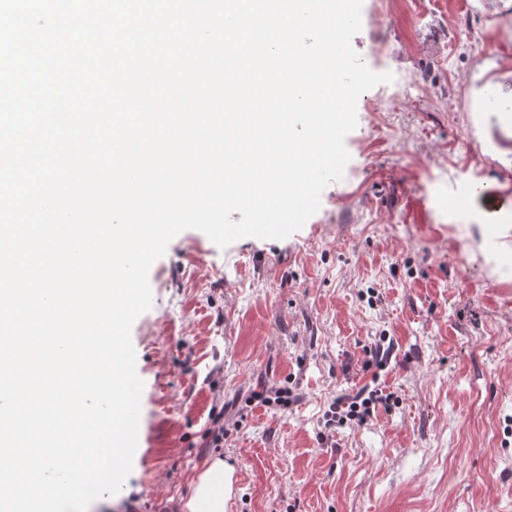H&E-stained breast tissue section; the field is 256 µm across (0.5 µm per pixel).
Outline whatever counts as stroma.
I'll return each mask as SVG.
<instances>
[{"label":"stroma","instance_id":"stroma-1","mask_svg":"<svg viewBox=\"0 0 512 512\" xmlns=\"http://www.w3.org/2000/svg\"><path fill=\"white\" fill-rule=\"evenodd\" d=\"M380 30L386 60L368 29L353 48L419 89L358 113L304 226L223 248L189 229L151 266L132 471L88 512H185L215 458L233 512H512V126L483 102L512 106V0H395ZM374 376L389 408L327 429ZM271 386L287 404L255 399Z\"/></svg>","mask_w":512,"mask_h":512}]
</instances>
